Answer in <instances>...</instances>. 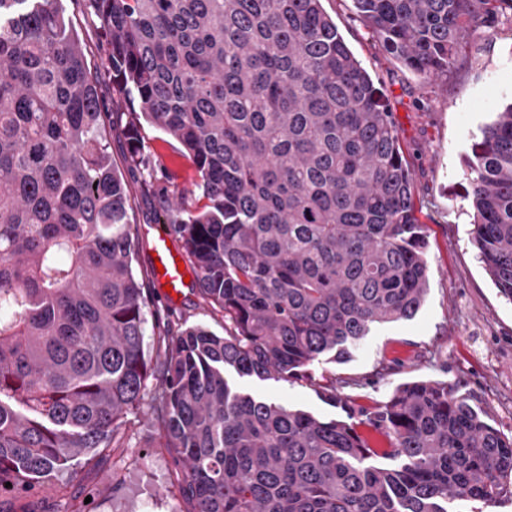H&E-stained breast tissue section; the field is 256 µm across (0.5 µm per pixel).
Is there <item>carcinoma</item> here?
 Here are the masks:
<instances>
[{"label": "carcinoma", "instance_id": "obj_1", "mask_svg": "<svg viewBox=\"0 0 512 512\" xmlns=\"http://www.w3.org/2000/svg\"><path fill=\"white\" fill-rule=\"evenodd\" d=\"M112 85L175 140L206 203L169 236L220 336L155 323L103 107L59 0H0V498L35 496L125 444L149 380L186 512H448L512 500V437L448 384L399 386L347 419L231 392L298 380L413 318L427 234L394 113L322 0H88ZM403 67L441 78L512 0H351ZM472 241L512 302V103L472 145ZM363 425L376 442L357 431ZM376 457L395 468L370 463ZM11 486H6V483Z\"/></svg>", "mask_w": 512, "mask_h": 512}]
</instances>
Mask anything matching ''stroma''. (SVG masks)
<instances>
[{"label": "stroma", "mask_w": 512, "mask_h": 512, "mask_svg": "<svg viewBox=\"0 0 512 512\" xmlns=\"http://www.w3.org/2000/svg\"><path fill=\"white\" fill-rule=\"evenodd\" d=\"M345 42L380 86L398 127L403 155L416 185L418 217L428 236L429 290L413 319L372 327L350 360L315 361L303 380H261L226 372L234 391L289 405L323 419L342 417L318 386L344 381L342 397L367 409L385 402L395 388L416 379L448 382L486 421L512 435V303L498 291L472 244L466 158L497 112L512 103V26L472 32L463 56L447 78L429 79L403 68L371 38L354 15L351 0H322ZM62 7L85 48L87 67L106 104L104 120L114 165L123 173L129 221L139 240L134 266L153 306L160 291L147 273L151 239L165 230L169 201L194 205L202 194L192 162L179 144L151 126L141 129L152 177L129 161V115L137 102L116 94L106 69V45L87 0ZM181 327L224 332V315L197 290L185 291L174 316ZM148 407L132 416L128 447L115 449L98 468L75 461L42 494L46 512H63L56 488L88 498V512H184L173 485L174 465L156 447Z\"/></svg>", "instance_id": "obj_1"}]
</instances>
